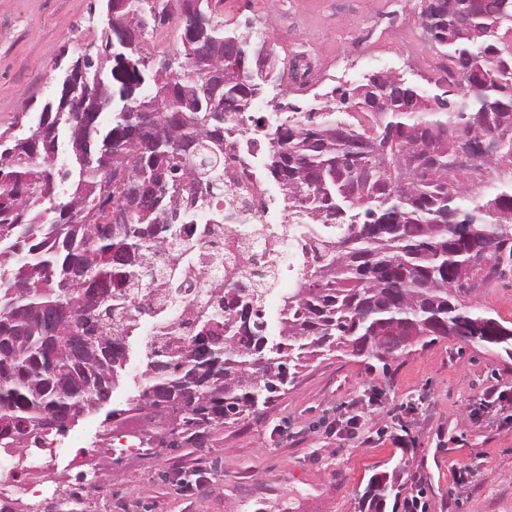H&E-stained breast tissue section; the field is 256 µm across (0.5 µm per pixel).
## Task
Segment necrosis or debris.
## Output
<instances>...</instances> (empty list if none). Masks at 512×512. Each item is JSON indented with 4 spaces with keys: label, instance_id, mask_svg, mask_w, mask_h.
<instances>
[{
    "label": "necrosis or debris",
    "instance_id": "obj_1",
    "mask_svg": "<svg viewBox=\"0 0 512 512\" xmlns=\"http://www.w3.org/2000/svg\"><path fill=\"white\" fill-rule=\"evenodd\" d=\"M265 130L245 114H231L224 131V208L235 218L231 224H198L194 246L180 256L178 276L194 282L206 277L208 284H223L225 277L258 283L267 275L296 279L308 257L305 243L311 237H326L331 229L308 223L298 229L287 201L269 187L262 149ZM154 329L171 324L177 335L192 333L188 323L201 298L194 287L179 305H171L165 284H157ZM55 441H47V452L38 458L28 453L0 448V512H13L26 495H38L42 474L54 466Z\"/></svg>",
    "mask_w": 512,
    "mask_h": 512
}]
</instances>
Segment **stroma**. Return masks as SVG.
I'll return each instance as SVG.
<instances>
[{
	"instance_id": "stroma-1",
	"label": "stroma",
	"mask_w": 512,
	"mask_h": 512,
	"mask_svg": "<svg viewBox=\"0 0 512 512\" xmlns=\"http://www.w3.org/2000/svg\"><path fill=\"white\" fill-rule=\"evenodd\" d=\"M420 0H212L216 21L270 36L275 53L310 43L354 86L392 72L427 86L446 78L430 49ZM103 0H0V131L21 135L60 87L58 57L98 44ZM374 23L372 40L358 30ZM148 330L127 340L128 362L108 408L136 398ZM506 391L487 402L489 390ZM409 434L410 447L398 435ZM114 436L116 463L88 471L93 490L67 512H358L371 476L400 469L404 497L425 512H512V360L458 339L415 345L388 368L333 353L302 369L263 413L213 430L201 447L147 453ZM467 468L469 481L454 483ZM197 473L203 488L182 494Z\"/></svg>"
}]
</instances>
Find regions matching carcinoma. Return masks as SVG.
Segmentation results:
<instances>
[{"label":"carcinoma","instance_id":"carcinoma-1","mask_svg":"<svg viewBox=\"0 0 512 512\" xmlns=\"http://www.w3.org/2000/svg\"><path fill=\"white\" fill-rule=\"evenodd\" d=\"M211 0H106L96 54L69 63L71 87L45 102L28 135L0 132V448H35L65 435L111 398L127 362L136 316L151 311L154 280L140 270L187 249L185 225L224 223L206 183L224 189V124L281 80L266 41L215 21ZM177 21L169 70L155 68L142 35ZM430 47L448 59L437 91L374 73L299 119L269 126L267 166L289 206L337 229L312 240L313 265L280 296L279 336L261 319L275 276L241 294L207 288L194 336L146 345L139 398L108 417L125 422L152 407L171 416L141 443L199 446L212 430L258 415L307 362L329 352L388 365L415 343L455 337L512 359V325L471 297L512 267V51L503 22L512 0H424ZM416 109L406 110L408 102ZM139 106V139L132 114ZM110 113L103 126L99 117ZM76 170L56 167L61 134ZM491 134L502 142L474 175L454 154ZM405 157L407 168H398ZM76 176L66 199L58 183ZM499 186L475 198V181ZM223 337L207 356L204 328ZM400 484L385 474L360 496L384 512Z\"/></svg>","mask_w":512,"mask_h":512}]
</instances>
